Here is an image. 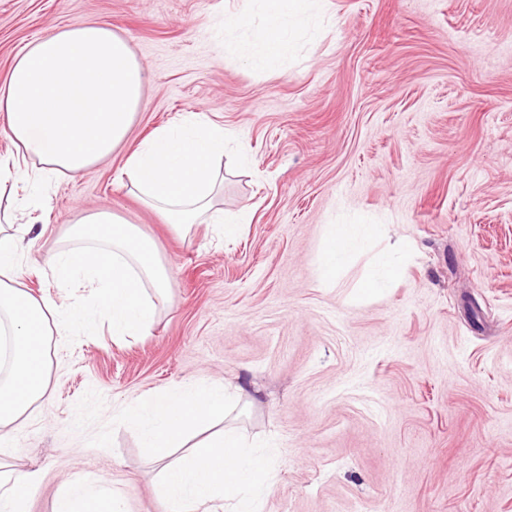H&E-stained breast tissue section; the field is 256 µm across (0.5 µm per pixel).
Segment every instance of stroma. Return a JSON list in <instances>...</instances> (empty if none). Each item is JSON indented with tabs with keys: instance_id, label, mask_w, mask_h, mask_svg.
Listing matches in <instances>:
<instances>
[{
	"instance_id": "stroma-1",
	"label": "stroma",
	"mask_w": 512,
	"mask_h": 512,
	"mask_svg": "<svg viewBox=\"0 0 512 512\" xmlns=\"http://www.w3.org/2000/svg\"><path fill=\"white\" fill-rule=\"evenodd\" d=\"M89 21L128 41L144 96L111 158L9 193L25 289L94 303L45 259L100 209L154 242L170 289L150 335L48 337L47 390L0 439V464L42 475L27 512H54L78 477L124 512H166L132 427L87 438L194 383L240 388L228 424L272 442L262 512H512V0H311L291 56L263 70L224 51L263 22L245 0H0V82L27 44ZM189 112L248 150L224 155L219 205L250 215L229 240L165 224L121 174ZM354 223L385 230L321 282L327 225ZM382 255L401 275L365 294Z\"/></svg>"
}]
</instances>
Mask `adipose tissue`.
Listing matches in <instances>:
<instances>
[{"label":"adipose tissue","instance_id":"obj_1","mask_svg":"<svg viewBox=\"0 0 512 512\" xmlns=\"http://www.w3.org/2000/svg\"><path fill=\"white\" fill-rule=\"evenodd\" d=\"M264 23L242 51L255 69L288 57L309 0H258ZM145 74L128 42L102 23L69 26L30 43L0 83V126L15 147L0 157V185H29L53 174L75 176L109 158L129 138L144 92ZM230 129L200 113L155 128L128 155L123 172L142 205L183 230L222 225L234 237L213 200L220 186L218 160L235 142ZM376 224H332L318 254L321 281L340 275L349 255L379 234ZM23 229L0 214V350L9 349V369L0 378V432L7 430L47 388L48 323L58 330L92 328L96 317L109 321L113 335H147L156 300L170 285V268L122 216L97 211L72 229L77 244L53 252L48 266L61 284L83 278L95 288L92 308L59 309L20 287ZM38 472H0V512H27L39 488ZM121 497L90 493L73 481L57 496L56 512H123Z\"/></svg>","mask_w":512,"mask_h":512}]
</instances>
